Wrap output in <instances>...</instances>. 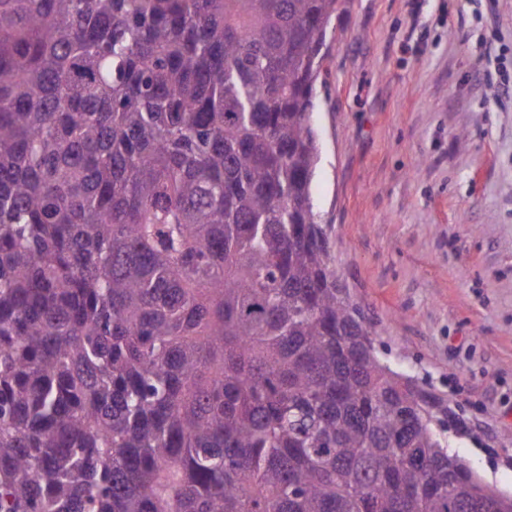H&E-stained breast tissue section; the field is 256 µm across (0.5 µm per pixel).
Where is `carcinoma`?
<instances>
[{
	"instance_id": "carcinoma-1",
	"label": "carcinoma",
	"mask_w": 512,
	"mask_h": 512,
	"mask_svg": "<svg viewBox=\"0 0 512 512\" xmlns=\"http://www.w3.org/2000/svg\"><path fill=\"white\" fill-rule=\"evenodd\" d=\"M345 0H0V512H512L330 268Z\"/></svg>"
}]
</instances>
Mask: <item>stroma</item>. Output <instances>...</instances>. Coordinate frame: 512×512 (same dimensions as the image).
<instances>
[{
	"label": "stroma",
	"instance_id": "35a3bbf8",
	"mask_svg": "<svg viewBox=\"0 0 512 512\" xmlns=\"http://www.w3.org/2000/svg\"><path fill=\"white\" fill-rule=\"evenodd\" d=\"M347 0L311 192L379 358L443 398L451 455L512 495V0Z\"/></svg>",
	"mask_w": 512,
	"mask_h": 512
}]
</instances>
